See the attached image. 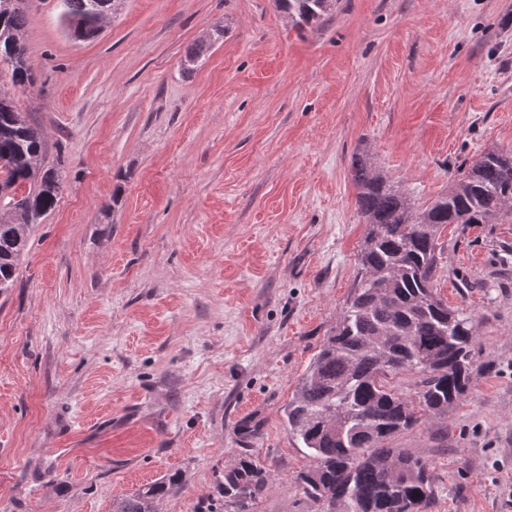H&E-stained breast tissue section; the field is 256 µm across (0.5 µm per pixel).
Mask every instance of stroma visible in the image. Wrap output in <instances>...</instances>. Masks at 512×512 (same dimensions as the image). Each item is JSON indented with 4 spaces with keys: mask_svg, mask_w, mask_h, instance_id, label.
I'll return each mask as SVG.
<instances>
[{
    "mask_svg": "<svg viewBox=\"0 0 512 512\" xmlns=\"http://www.w3.org/2000/svg\"><path fill=\"white\" fill-rule=\"evenodd\" d=\"M62 10L32 0L16 97L66 179L0 294V512H111L171 474L159 512H220L247 418L255 512H317L284 408L353 286L351 157L422 205L512 151V0H335L305 28L276 0H123L88 40ZM441 242L471 384L394 443L431 512H512V220Z\"/></svg>",
    "mask_w": 512,
    "mask_h": 512,
    "instance_id": "1",
    "label": "stroma"
}]
</instances>
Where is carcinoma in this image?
<instances>
[{"mask_svg": "<svg viewBox=\"0 0 512 512\" xmlns=\"http://www.w3.org/2000/svg\"><path fill=\"white\" fill-rule=\"evenodd\" d=\"M90 0H64L72 37L96 36ZM334 0H277L299 27L316 25ZM27 0L0 11V65L12 86H30L23 31ZM44 140L0 89V293L14 286L29 229L51 211L62 191L61 162L42 164ZM357 206L367 224L354 285L321 349L284 408L288 432L313 461L297 483L320 512H427L434 500L428 464L392 441L422 415H445L466 396L473 369L475 322L434 289L449 224H492L512 218V152L489 150L448 189L417 207L401 185L352 157ZM417 375L415 395L395 379ZM244 448L218 481L224 512H251L270 480L249 447L258 425L243 423ZM172 474L112 500V512H158L176 492Z\"/></svg>", "mask_w": 512, "mask_h": 512, "instance_id": "carcinoma-1", "label": "carcinoma"}]
</instances>
